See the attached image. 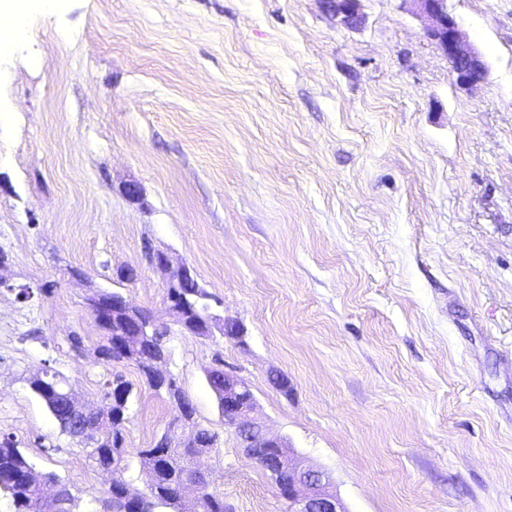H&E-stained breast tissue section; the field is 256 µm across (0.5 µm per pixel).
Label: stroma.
Returning a JSON list of instances; mask_svg holds the SVG:
<instances>
[{
	"mask_svg": "<svg viewBox=\"0 0 512 512\" xmlns=\"http://www.w3.org/2000/svg\"><path fill=\"white\" fill-rule=\"evenodd\" d=\"M360 6L350 28L324 0H31L0 50V437L82 506L112 475L31 376L54 367L94 407L123 376L141 492L136 451L174 415L134 363L96 356L95 288L170 325L224 512L288 508L225 430L214 368L348 512H512V0H448L488 66L470 90L407 0ZM150 249L243 340L174 326Z\"/></svg>",
	"mask_w": 512,
	"mask_h": 512,
	"instance_id": "35a3bbf8",
	"label": "stroma"
}]
</instances>
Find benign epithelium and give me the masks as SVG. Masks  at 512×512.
<instances>
[{
	"label": "benign epithelium",
	"mask_w": 512,
	"mask_h": 512,
	"mask_svg": "<svg viewBox=\"0 0 512 512\" xmlns=\"http://www.w3.org/2000/svg\"><path fill=\"white\" fill-rule=\"evenodd\" d=\"M360 0H325L328 10L341 18L343 24L356 26L361 23ZM413 6V14L425 22V34L448 58L451 72L458 85L471 89L487 75L488 68L478 50L464 37L459 23L448 12L447 0H408ZM148 261L168 274V297L175 313V323L183 330L196 336L240 337L241 329L235 323L224 321L212 311L202 320L191 321L185 314V298L179 294L181 288L198 287L194 270L187 264L171 265L169 257L162 251H150ZM94 290L85 296V304L94 319L101 325L110 323L117 315L137 318L139 307L123 294ZM138 336H166L168 327L156 324L150 317L136 331ZM165 355H158L150 365V375L154 381L166 389L174 408V416L166 427L168 440L181 448H192L199 425L195 413H185L182 409L184 396L173 377L159 370ZM59 397L68 407V421L73 439L86 447L90 459L97 457L98 445L88 439V418L98 412L80 402L72 387L64 385ZM224 416V425L232 429L238 447L270 474L280 496L288 503V512H348L338 495L331 489L330 476L321 470L305 467L293 457L286 440L269 433L265 424L254 416L257 400L248 383L232 373H224V401L219 405ZM209 486L207 473L198 466H191L183 478V488L202 491Z\"/></svg>",
	"instance_id": "7a95c632"
}]
</instances>
